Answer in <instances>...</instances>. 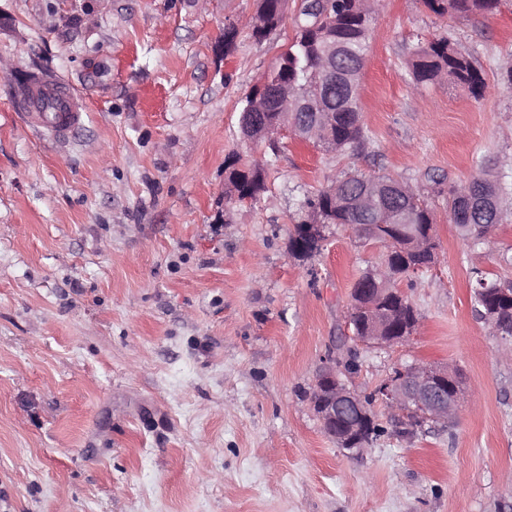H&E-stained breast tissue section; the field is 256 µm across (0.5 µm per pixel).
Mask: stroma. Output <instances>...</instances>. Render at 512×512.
Here are the masks:
<instances>
[{
	"label": "stroma",
	"instance_id": "1",
	"mask_svg": "<svg viewBox=\"0 0 512 512\" xmlns=\"http://www.w3.org/2000/svg\"><path fill=\"white\" fill-rule=\"evenodd\" d=\"M253 0H0V512H512V346L472 305L475 273L512 279V0L455 21L381 0L362 70L366 135L351 154L244 141L238 108L291 42L255 41ZM242 31L229 55L224 22ZM451 35L487 85L415 83L416 49ZM62 83L87 112L57 137L31 122L14 71ZM267 169L225 205L224 165ZM492 170L506 192L495 252L464 245L433 180ZM342 170L408 182L436 216L438 261L402 281L405 344L355 340L362 272L383 247L334 226L293 258L304 200ZM346 385L392 370L464 376L456 418L345 451L310 394L328 358ZM224 181L240 186L242 195L238 203L256 201L266 189L264 164L232 157L224 166Z\"/></svg>",
	"mask_w": 512,
	"mask_h": 512
}]
</instances>
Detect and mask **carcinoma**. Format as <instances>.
Returning a JSON list of instances; mask_svg holds the SVG:
<instances>
[{"mask_svg":"<svg viewBox=\"0 0 512 512\" xmlns=\"http://www.w3.org/2000/svg\"><path fill=\"white\" fill-rule=\"evenodd\" d=\"M422 4L438 16L470 18L497 10L500 0H422ZM258 7L263 11L267 31L275 30L282 24L285 5L280 0H260ZM371 25L372 18L362 15L361 0H345V4L336 5L327 20L318 12H300L295 21V37L282 57L280 67L270 74L271 84L286 83L299 90L306 89L319 54L332 42L348 51V60L354 69H362L369 50ZM408 66L412 79L417 83L446 78L469 88H479V92L474 94L476 98L484 95L485 83L479 70L448 38L435 39L419 47L408 61ZM334 95L336 111L330 125L331 134L319 148L332 153L354 151L364 142L360 103L348 101L339 88ZM250 99L251 96H246L241 104L238 122L241 133L252 138L259 136L263 127L254 124V117L248 109ZM484 174L483 178L467 182H451L447 189L440 188L439 194L446 195L448 212L461 241L468 246L481 245L486 248L488 243L494 241V226L502 223L504 216L503 211L497 208L501 186L489 171H484ZM224 180L240 186L242 195L239 202H253L265 191V168L256 160L244 161L233 157L224 166ZM367 180L368 177L356 173L336 176L332 180L336 184V201H331L329 188L320 190L315 197L307 199L306 213L301 223L320 219L331 225L358 224L355 213L349 207L342 206L341 200L355 195ZM404 212L408 223L414 225L419 235L425 237L428 231L434 229V211L420 195L404 202ZM378 241L390 243L393 255L385 259V278L377 277L374 270H367L357 279L351 293L354 303L348 308L350 328L355 336L367 335V318L356 301L360 300L358 293L361 289L379 286L393 289L379 305L383 309V320L410 335L419 322V314L408 298L396 290V284L404 278L407 266L433 263L437 257L438 243H433L424 252H418L410 238L397 234L389 227L379 228ZM502 288L512 291V281L487 277L477 279L472 286L473 307L481 318L491 309H496L500 323L512 330V304L501 302L499 292Z\"/></svg>","mask_w":512,"mask_h":512,"instance_id":"carcinoma-1","label":"carcinoma"}]
</instances>
